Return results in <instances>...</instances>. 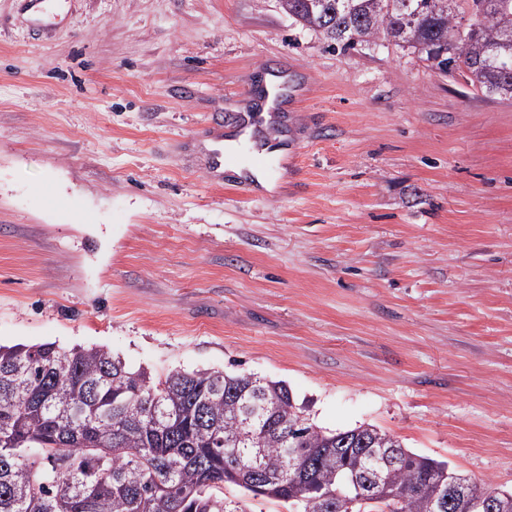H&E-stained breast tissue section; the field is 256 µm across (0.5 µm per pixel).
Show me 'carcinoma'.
Masks as SVG:
<instances>
[{"label": "carcinoma", "instance_id": "cac0c4a2", "mask_svg": "<svg viewBox=\"0 0 512 512\" xmlns=\"http://www.w3.org/2000/svg\"><path fill=\"white\" fill-rule=\"evenodd\" d=\"M345 48L355 36L409 47L442 75L512 98V0H280ZM458 53H446L448 42ZM388 458L398 494L357 500ZM479 491L449 512H512V491L477 484L373 425L329 433L281 381L223 370L133 371L102 347L0 345V512H253L238 487L288 512H431L436 492Z\"/></svg>", "mask_w": 512, "mask_h": 512}]
</instances>
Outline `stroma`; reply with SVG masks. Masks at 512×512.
I'll use <instances>...</instances> for the list:
<instances>
[{"mask_svg": "<svg viewBox=\"0 0 512 512\" xmlns=\"http://www.w3.org/2000/svg\"><path fill=\"white\" fill-rule=\"evenodd\" d=\"M0 0V345L284 382L512 490V99L279 0ZM288 90L275 193L211 182L200 127Z\"/></svg>", "mask_w": 512, "mask_h": 512, "instance_id": "35a3bbf8", "label": "stroma"}]
</instances>
